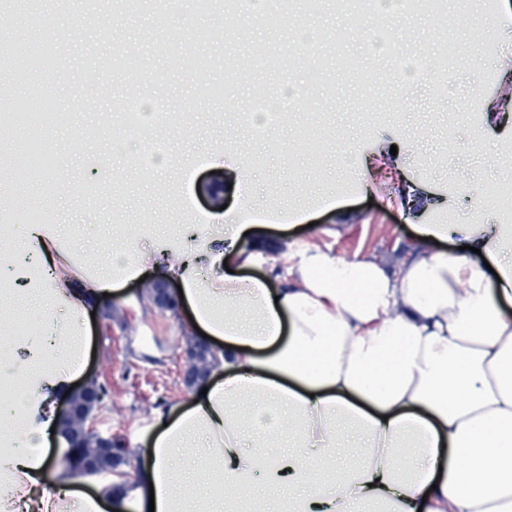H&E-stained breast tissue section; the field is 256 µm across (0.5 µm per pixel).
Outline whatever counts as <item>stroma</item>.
Wrapping results in <instances>:
<instances>
[{
	"mask_svg": "<svg viewBox=\"0 0 512 512\" xmlns=\"http://www.w3.org/2000/svg\"><path fill=\"white\" fill-rule=\"evenodd\" d=\"M458 55L485 59V112L459 107L469 73L443 67L453 95L424 85L407 88L390 77L397 59L415 52L438 57L441 20L424 9L405 12L398 24V55L373 53L366 40L368 14L336 0L298 9L288 29L272 33L262 19L279 0L237 11L226 26L223 10L198 13L195 0H179L192 28L215 30L201 46L163 42L155 27L160 0H144L126 14L101 0L87 11L80 0H5L0 5V109L14 96L47 84L55 91L60 123L42 128L66 156L64 163L26 181L0 169V225L41 209L50 224L64 225L71 243L100 256L122 248L148 249L155 234H175L180 224H216L221 207L254 225L249 241L262 266L285 267L287 251L316 247L347 260L371 258L386 269L413 251L418 224H500L493 208L476 210L492 190H512V39L488 36L481 15L495 12L512 28V0H442ZM68 24L47 52L51 64L25 74L16 44L34 23ZM319 35L307 61L296 57L297 31ZM289 59L287 72L269 68L252 43ZM188 54L194 67L174 69ZM154 80L159 105L170 117L138 139L125 158L112 155L126 103L141 97L144 75ZM311 87L310 96L282 121L256 134L248 108L256 97H279L287 76ZM229 80L227 98L212 99L211 82ZM371 95H364V82ZM289 223L288 232L279 224ZM123 306L97 308L91 319L95 355L88 376L110 391L99 413L101 429L127 448L155 414L184 396L181 370L188 332L157 308L145 287L125 289Z\"/></svg>",
	"mask_w": 512,
	"mask_h": 512,
	"instance_id": "stroma-1",
	"label": "stroma"
}]
</instances>
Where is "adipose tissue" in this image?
<instances>
[{
  "label": "adipose tissue",
  "mask_w": 512,
  "mask_h": 512,
  "mask_svg": "<svg viewBox=\"0 0 512 512\" xmlns=\"http://www.w3.org/2000/svg\"><path fill=\"white\" fill-rule=\"evenodd\" d=\"M38 274L24 297L40 328L0 338V512H512V259L499 228L420 224L395 272L318 249L253 272L248 225L184 224L178 239L113 254L106 271L55 224L22 225ZM458 246L438 251L437 242ZM480 249L470 258L469 248ZM164 277L219 349L203 388L158 414L125 493L84 486L59 462V406L82 379L88 313ZM344 448L361 449L356 465Z\"/></svg>",
  "instance_id": "adipose-tissue-1"
}]
</instances>
